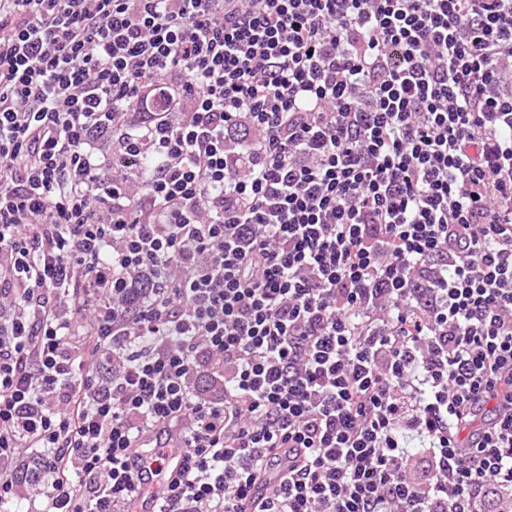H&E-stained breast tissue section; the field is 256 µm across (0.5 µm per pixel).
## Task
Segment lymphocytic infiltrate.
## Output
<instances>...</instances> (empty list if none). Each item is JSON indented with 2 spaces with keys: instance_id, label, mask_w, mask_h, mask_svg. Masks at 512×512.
<instances>
[{
  "instance_id": "lymphocytic-infiltrate-1",
  "label": "lymphocytic infiltrate",
  "mask_w": 512,
  "mask_h": 512,
  "mask_svg": "<svg viewBox=\"0 0 512 512\" xmlns=\"http://www.w3.org/2000/svg\"><path fill=\"white\" fill-rule=\"evenodd\" d=\"M25 448L33 512H512V0H0V512Z\"/></svg>"
}]
</instances>
